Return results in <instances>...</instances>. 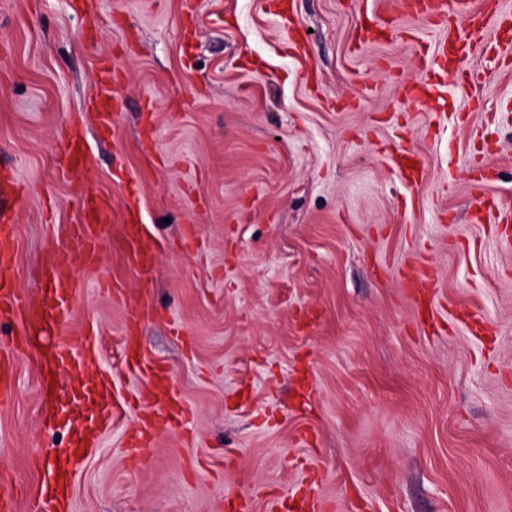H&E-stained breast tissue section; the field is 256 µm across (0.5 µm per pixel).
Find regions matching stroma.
<instances>
[{"instance_id":"obj_1","label":"stroma","mask_w":512,"mask_h":512,"mask_svg":"<svg viewBox=\"0 0 512 512\" xmlns=\"http://www.w3.org/2000/svg\"><path fill=\"white\" fill-rule=\"evenodd\" d=\"M93 2L91 23L72 0H0V166L28 188L23 295L43 297L77 191L112 200L111 239L97 265L71 267L78 294L51 341L93 335L122 413L49 512H268L312 494L324 512H512V223L471 220L480 196L512 216V44L465 57L483 83L443 78L430 105L398 84L425 77L444 32L406 0H288L284 15L278 0ZM377 13L392 30L360 43ZM105 60L122 81L102 138L87 105ZM74 123L86 174L56 163ZM399 150L421 161L416 182L394 168ZM467 156L490 170L481 190ZM130 207L160 244L146 286L123 247ZM428 270L425 313L402 276ZM142 290L145 359L189 411L134 460L150 383L127 370L123 329ZM23 328L0 324L14 381L0 472L15 512H33L71 439L11 343Z\"/></svg>"}]
</instances>
